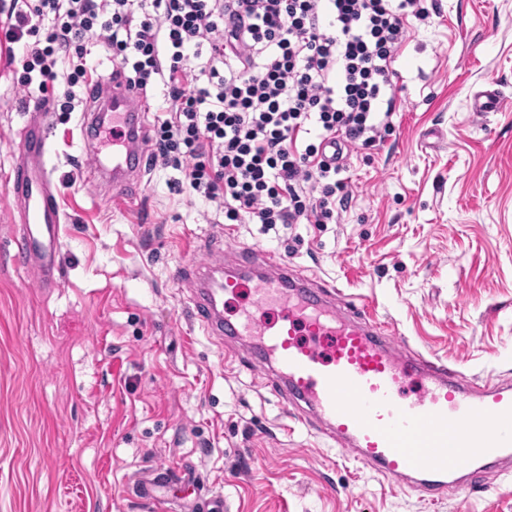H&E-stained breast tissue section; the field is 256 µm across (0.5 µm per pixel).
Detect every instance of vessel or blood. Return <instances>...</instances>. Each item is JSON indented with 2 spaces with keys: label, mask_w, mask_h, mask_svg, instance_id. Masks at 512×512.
<instances>
[{
  "label": "vessel or blood",
  "mask_w": 512,
  "mask_h": 512,
  "mask_svg": "<svg viewBox=\"0 0 512 512\" xmlns=\"http://www.w3.org/2000/svg\"><path fill=\"white\" fill-rule=\"evenodd\" d=\"M101 96L126 135L113 154L112 190L137 181L148 158L143 108L135 93L106 78ZM496 88L474 94V112H500ZM49 120L28 122L19 143L24 160L13 193L24 204L16 240L22 264L37 262L43 286L57 283L61 213L43 165ZM189 264L194 318L215 336H250L259 348L254 371L281 385V396L305 405L300 420L345 454L429 499L473 484L483 468L512 459V381L465 375L439 358L410 349L394 330L354 302L337 306L335 285L301 276L287 260L257 246L238 248L223 278ZM250 290L239 321H223L224 296Z\"/></svg>",
  "instance_id": "vessel-or-blood-1"
}]
</instances>
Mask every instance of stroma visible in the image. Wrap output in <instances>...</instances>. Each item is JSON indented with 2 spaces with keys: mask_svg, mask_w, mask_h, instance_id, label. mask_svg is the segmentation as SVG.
I'll return each mask as SVG.
<instances>
[{
  "mask_svg": "<svg viewBox=\"0 0 512 512\" xmlns=\"http://www.w3.org/2000/svg\"><path fill=\"white\" fill-rule=\"evenodd\" d=\"M395 63L394 131L351 145V200L332 224H228L148 165L129 197L110 148L81 135L87 102L51 115L45 166L63 212L62 277L15 260L8 176L29 117L0 52V512H155L136 483L206 512H512V475L431 500L316 437L204 333L176 275L186 260L259 245L363 301L374 320L468 375L512 378V0H432ZM496 85L511 107L479 116ZM167 481H168L167 472L161 471V470H154L151 474L150 481L147 483H144L143 485H141L139 487L138 493L140 495V498L149 500L150 502H153V503L160 504L161 505L160 510L163 509V507H165L167 510H173V508H172L173 503L171 501L159 499L154 494L155 487L160 486V485L166 483Z\"/></svg>",
  "mask_w": 512,
  "mask_h": 512,
  "instance_id": "35a3bbf8",
  "label": "stroma"
}]
</instances>
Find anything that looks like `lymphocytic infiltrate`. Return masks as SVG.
<instances>
[{
    "instance_id": "obj_1",
    "label": "lymphocytic infiltrate",
    "mask_w": 512,
    "mask_h": 512,
    "mask_svg": "<svg viewBox=\"0 0 512 512\" xmlns=\"http://www.w3.org/2000/svg\"><path fill=\"white\" fill-rule=\"evenodd\" d=\"M25 101L75 109L99 33L132 88L159 83L152 162L234 224H332L349 195L326 154L393 131L394 63L427 0H0ZM72 63L59 75V60Z\"/></svg>"
}]
</instances>
